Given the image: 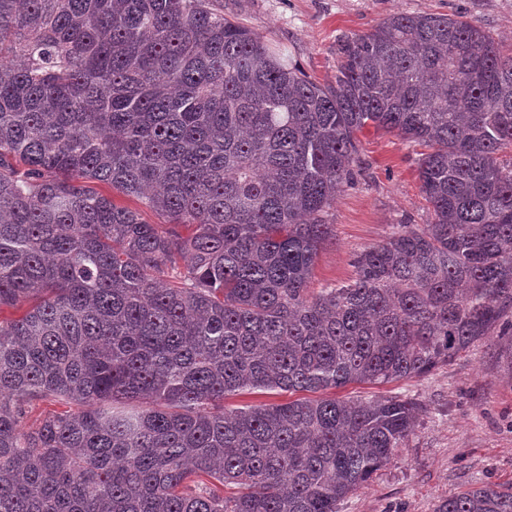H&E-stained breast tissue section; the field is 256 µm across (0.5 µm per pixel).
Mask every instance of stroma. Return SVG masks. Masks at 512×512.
<instances>
[{"label": "stroma", "instance_id": "obj_1", "mask_svg": "<svg viewBox=\"0 0 512 512\" xmlns=\"http://www.w3.org/2000/svg\"><path fill=\"white\" fill-rule=\"evenodd\" d=\"M224 14L260 35L288 64L335 83L342 38L371 31L396 12L462 13L512 49V0H223ZM359 174L328 210L331 235L311 286H345L357 252L384 241L398 224L429 223L418 178L420 146L395 133L359 135ZM327 397L399 396L421 406L418 426L390 463L338 512H436L449 496L486 483L512 486V347L493 335L421 377L350 384Z\"/></svg>", "mask_w": 512, "mask_h": 512}]
</instances>
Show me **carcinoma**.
I'll return each mask as SVG.
<instances>
[{"label": "carcinoma", "instance_id": "1", "mask_svg": "<svg viewBox=\"0 0 512 512\" xmlns=\"http://www.w3.org/2000/svg\"><path fill=\"white\" fill-rule=\"evenodd\" d=\"M368 126L425 148L432 221L312 294ZM509 148L512 54L461 16L392 14L321 85L213 0H0V308L28 304L0 320V512H337L419 403L224 397L512 346ZM43 400L68 409L24 430Z\"/></svg>", "mask_w": 512, "mask_h": 512}]
</instances>
